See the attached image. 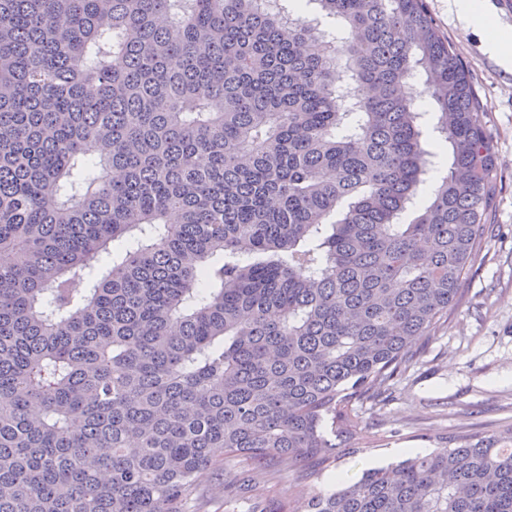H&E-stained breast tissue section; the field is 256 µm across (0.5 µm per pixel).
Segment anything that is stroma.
I'll use <instances>...</instances> for the list:
<instances>
[{"label":"stroma","instance_id":"35a3bbf8","mask_svg":"<svg viewBox=\"0 0 512 512\" xmlns=\"http://www.w3.org/2000/svg\"><path fill=\"white\" fill-rule=\"evenodd\" d=\"M438 32L463 61L493 136L496 191L483 249L461 284L459 301L387 384L354 400L355 436L324 426L322 459L298 472L238 457L199 470L200 512H257L277 503L304 512L317 491L337 490L365 469L407 458L409 449L493 444L512 448V69L484 49L448 0H426Z\"/></svg>","mask_w":512,"mask_h":512}]
</instances>
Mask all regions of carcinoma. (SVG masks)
I'll list each match as a JSON object with an SVG mask.
<instances>
[{
  "instance_id": "carcinoma-1",
  "label": "carcinoma",
  "mask_w": 512,
  "mask_h": 512,
  "mask_svg": "<svg viewBox=\"0 0 512 512\" xmlns=\"http://www.w3.org/2000/svg\"><path fill=\"white\" fill-rule=\"evenodd\" d=\"M316 2L338 33L287 0H0V512H187L218 451L315 458L457 303L496 185L467 72L424 0ZM308 512H512V448Z\"/></svg>"
}]
</instances>
